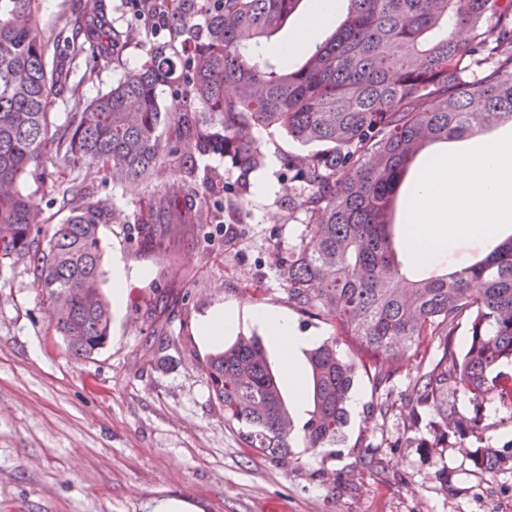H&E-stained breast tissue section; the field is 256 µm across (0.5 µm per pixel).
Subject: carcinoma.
I'll return each instance as SVG.
<instances>
[{
	"instance_id": "carcinoma-1",
	"label": "carcinoma",
	"mask_w": 512,
	"mask_h": 512,
	"mask_svg": "<svg viewBox=\"0 0 512 512\" xmlns=\"http://www.w3.org/2000/svg\"><path fill=\"white\" fill-rule=\"evenodd\" d=\"M301 0H164L166 27L112 26L106 0H86L64 52L42 40L41 0H0V260L27 257L42 298L70 301L55 317L69 352L88 358L107 342L111 305L102 292L99 227L106 204L66 200L47 248L36 249L32 210L22 185L46 176L52 151L64 164L106 170L139 198L137 240L144 251L175 243L188 226L218 215L196 208L197 164L177 156L224 155L239 173L241 194L263 165L255 138L276 128L322 149L289 155L283 167L295 193L288 204L306 220L299 241L278 261L289 300L336 320L337 339L308 353L313 410L295 425L260 338L239 336L207 358L205 373L224 421L242 444L288 464L293 442L333 448L346 442L347 401L356 379L376 384L402 369L412 349L438 343L441 357L412 381L406 400L433 409L434 444L449 434H481L474 419L448 413V384L479 401L489 394L512 413V236L487 256L435 278L413 279L398 260L394 203L414 160L431 144L469 139L512 123V0H348L344 20L297 68H276L257 52ZM135 38L151 42L143 65L92 100L71 84V64L92 74L99 61L123 56ZM173 83L186 108L168 112L157 88ZM71 94V125L51 132L52 98ZM170 172L146 193L151 175ZM168 216L164 230L156 217ZM466 326L465 352L454 336ZM490 474L512 470V453L471 452Z\"/></svg>"
}]
</instances>
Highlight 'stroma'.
<instances>
[{
    "label": "stroma",
    "instance_id": "obj_1",
    "mask_svg": "<svg viewBox=\"0 0 512 512\" xmlns=\"http://www.w3.org/2000/svg\"><path fill=\"white\" fill-rule=\"evenodd\" d=\"M146 56V46L132 41L122 60L99 64L81 92L95 98ZM255 136L265 165L251 179L272 177L278 190L240 199L223 156L200 162L197 188L213 179L225 185L224 222L211 225L204 243L189 234L164 251L140 250L138 204L102 172L84 177L50 157L44 180L25 186L45 218L34 231L39 245L67 215L56 189L62 183L84 201L112 206L100 227L103 273L118 255L144 275L129 281L104 347L83 359L69 355L56 333L29 261L0 262V512H151L170 497L203 512H512V472L487 474L469 456L480 444L511 443L512 413L492 398L476 402L449 389V410L477 418L483 439L456 435L433 447L429 415L401 403L418 370L413 353L389 384L357 380L361 409L343 446L313 449L298 440L282 465L243 447L225 424L205 375L215 348L197 332L214 306L237 307L240 334L262 339L301 422L313 407L309 378L284 380L283 349L250 312L279 311L314 346L336 336L335 320L301 312L276 275L277 258L304 232L303 215L288 205L281 160L303 147L275 128ZM494 244L463 238L410 271L421 278L454 271Z\"/></svg>",
    "mask_w": 512,
    "mask_h": 512
}]
</instances>
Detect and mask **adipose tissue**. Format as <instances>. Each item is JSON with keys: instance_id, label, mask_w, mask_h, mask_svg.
I'll use <instances>...</instances> for the list:
<instances>
[{"instance_id": "obj_1", "label": "adipose tissue", "mask_w": 512, "mask_h": 512, "mask_svg": "<svg viewBox=\"0 0 512 512\" xmlns=\"http://www.w3.org/2000/svg\"><path fill=\"white\" fill-rule=\"evenodd\" d=\"M335 0H315L283 48L292 57L316 30L334 18ZM415 254L429 258L462 237L480 238L512 222V141L489 140L475 154H450L428 166L415 184L407 208Z\"/></svg>"}]
</instances>
